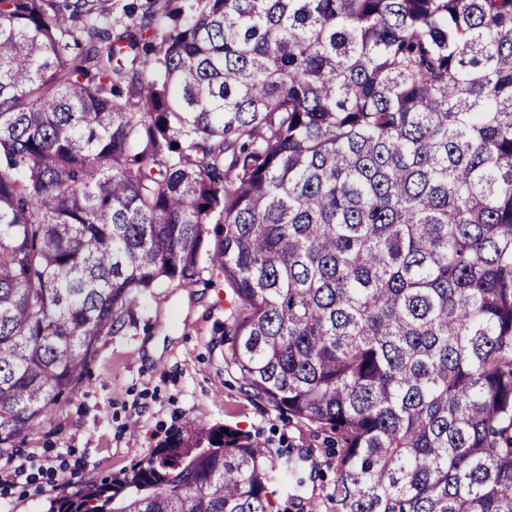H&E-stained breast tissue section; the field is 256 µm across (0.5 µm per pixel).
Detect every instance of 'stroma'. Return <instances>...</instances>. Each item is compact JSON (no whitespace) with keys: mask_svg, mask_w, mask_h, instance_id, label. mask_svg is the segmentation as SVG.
I'll list each match as a JSON object with an SVG mask.
<instances>
[{"mask_svg":"<svg viewBox=\"0 0 512 512\" xmlns=\"http://www.w3.org/2000/svg\"><path fill=\"white\" fill-rule=\"evenodd\" d=\"M166 0H112L106 22L122 31L152 10L167 26ZM224 284L202 270L190 288L164 283L142 295L102 336L81 387L21 447L34 453L26 474L0 492V512H46L50 498L78 481L99 482L146 459L184 420L258 437L272 449L307 455L302 485L280 480L288 512H331L333 473L323 434L249 397L224 362ZM155 341L157 357L145 345Z\"/></svg>","mask_w":512,"mask_h":512,"instance_id":"stroma-1","label":"stroma"}]
</instances>
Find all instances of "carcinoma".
<instances>
[{
  "label": "carcinoma",
  "instance_id": "obj_1",
  "mask_svg": "<svg viewBox=\"0 0 512 512\" xmlns=\"http://www.w3.org/2000/svg\"><path fill=\"white\" fill-rule=\"evenodd\" d=\"M0 0V450L201 261L224 361L328 433L334 512H512V0ZM179 148H173V144ZM193 419L48 512H280ZM165 5L166 0H112V14L104 18L103 25L112 24L114 32L122 31L132 22L139 20L142 13L149 9L155 13L159 29H164L170 22ZM133 6L136 9H133Z\"/></svg>",
  "mask_w": 512,
  "mask_h": 512
}]
</instances>
